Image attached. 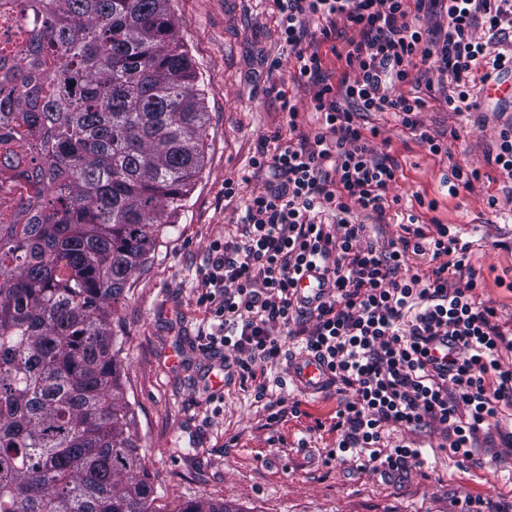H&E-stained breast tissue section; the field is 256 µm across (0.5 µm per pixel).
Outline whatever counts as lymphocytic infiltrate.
Instances as JSON below:
<instances>
[{
  "label": "lymphocytic infiltrate",
  "instance_id": "f902f5d3",
  "mask_svg": "<svg viewBox=\"0 0 512 512\" xmlns=\"http://www.w3.org/2000/svg\"><path fill=\"white\" fill-rule=\"evenodd\" d=\"M276 6L280 38L297 63L295 84L311 88L323 123L314 136L297 135L298 114L289 110L292 138L251 158L265 187L247 198L240 236L209 246L202 299L217 326L207 347L223 350L225 364L250 378L256 360L277 361L281 336L301 339L354 392L336 411L329 457L348 453L386 473L419 468L421 450L406 440L386 445L383 431L435 422L451 438L449 453L472 459L480 432L498 425L502 406H512V368L500 362L501 350H512V336L495 322L493 306L476 299L475 279L449 287V270L467 267L470 246L448 225L430 237L407 224L387 246L361 247L368 226L353 216L384 221L397 166L389 156L372 155L368 142L378 130L363 128L360 118L398 113L431 154H441L442 145L416 119L424 99L392 98L387 88L418 84L413 69L421 62L450 76L447 100L455 111L475 108V70L512 68L511 56L489 51L504 42V24L512 25V0H276ZM440 6L448 17L445 32L422 28L421 12ZM341 24L358 37L344 56L347 74L333 86L321 77L318 53L302 42L310 28L326 39ZM479 29L485 40L475 38ZM326 213L333 223L323 222ZM335 224L341 235L332 233ZM410 252L431 254L439 264L427 276L401 274ZM310 269L320 286L312 299L296 288Z\"/></svg>",
  "mask_w": 512,
  "mask_h": 512
}]
</instances>
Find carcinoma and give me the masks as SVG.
Returning <instances> with one entry per match:
<instances>
[{"label": "carcinoma", "mask_w": 512, "mask_h": 512, "mask_svg": "<svg viewBox=\"0 0 512 512\" xmlns=\"http://www.w3.org/2000/svg\"><path fill=\"white\" fill-rule=\"evenodd\" d=\"M0 22V182L25 189L0 221V512H165L114 315L204 162L195 70L169 0H0Z\"/></svg>", "instance_id": "obj_1"}]
</instances>
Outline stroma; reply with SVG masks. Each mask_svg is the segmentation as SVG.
<instances>
[{
    "label": "stroma",
    "mask_w": 512,
    "mask_h": 512,
    "mask_svg": "<svg viewBox=\"0 0 512 512\" xmlns=\"http://www.w3.org/2000/svg\"><path fill=\"white\" fill-rule=\"evenodd\" d=\"M169 7L204 93L205 161L176 223L161 227L146 263L127 282L115 317L124 395L165 512L197 498L230 504L235 512H512L510 417L464 462L448 453L442 426L410 433L427 464L385 480L349 459L327 456L336 445L337 403L351 398V390L330 384L304 394L274 386L277 372L301 353L295 340L281 339L278 365L254 364L255 374L271 381L265 399L256 400L251 380L235 377L211 388L210 358L199 349L201 331L212 324L200 301L209 245L239 235L240 209L263 185L250 159L287 143L289 110L309 135L322 118L308 92L293 84L295 59L280 40L274 0H169ZM352 35L341 24L319 44L326 83L338 84L344 73L340 54ZM420 75L426 105L417 120L445 151L432 155L395 113L367 114L364 125L379 130L374 154L399 165L388 188L396 203L367 239L380 247L398 238L409 214L430 236L437 224L449 225L472 244L471 272L449 275V287L476 277L477 299L493 301L500 325L511 329L512 177L487 156L496 152L501 131L512 127V102L484 100L479 84L472 90L477 110L456 112L446 103L448 78L425 65ZM457 166L479 170L481 178L453 197L448 179ZM228 180L238 184L230 201L224 198Z\"/></svg>",
    "instance_id": "1"
}]
</instances>
